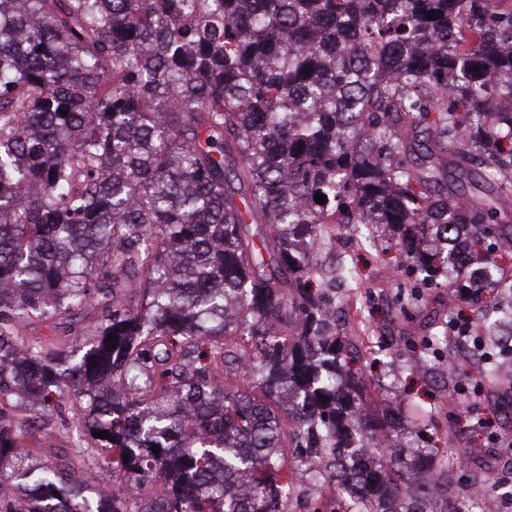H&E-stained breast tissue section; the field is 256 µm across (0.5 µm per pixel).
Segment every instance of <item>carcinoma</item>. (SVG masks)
<instances>
[{
    "label": "carcinoma",
    "instance_id": "obj_1",
    "mask_svg": "<svg viewBox=\"0 0 512 512\" xmlns=\"http://www.w3.org/2000/svg\"><path fill=\"white\" fill-rule=\"evenodd\" d=\"M507 100L512 0H0V512H458L475 481L387 446L318 257L367 224L406 306L472 290L458 233L512 250ZM446 346L445 314L416 356Z\"/></svg>",
    "mask_w": 512,
    "mask_h": 512
}]
</instances>
